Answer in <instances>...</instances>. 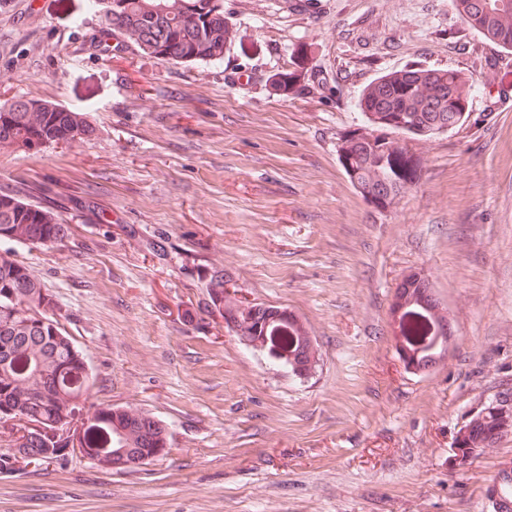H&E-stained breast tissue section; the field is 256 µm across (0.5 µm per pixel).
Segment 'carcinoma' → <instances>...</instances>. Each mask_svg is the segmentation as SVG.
<instances>
[{
	"label": "carcinoma",
	"mask_w": 512,
	"mask_h": 512,
	"mask_svg": "<svg viewBox=\"0 0 512 512\" xmlns=\"http://www.w3.org/2000/svg\"><path fill=\"white\" fill-rule=\"evenodd\" d=\"M461 22L485 42L512 51V0H451ZM108 29L137 48L175 64L224 60V0H93ZM477 92L473 76L457 69L406 67L389 70L359 91L364 123L338 138L336 153L364 201L382 212L413 182L412 146L463 126ZM87 115L46 100L17 99L0 105V148L37 149L92 133ZM67 227L49 210L10 194L0 195V241L48 246ZM211 302L225 306L236 333L288 365L294 375L312 370L316 352L308 333L286 308L224 304L223 278L213 282ZM51 299L21 262L0 254V420L23 423L9 452L0 453V474L31 464L67 460L78 448L101 452L126 448L154 461L169 453L168 429L129 406L99 404L86 410L91 423L69 440L56 431L74 420L96 385L85 356L54 315ZM428 283L403 278L391 316L400 335L448 336L451 328ZM509 395L474 416L457 440L462 454L496 443L512 425Z\"/></svg>",
	"instance_id": "1"
}]
</instances>
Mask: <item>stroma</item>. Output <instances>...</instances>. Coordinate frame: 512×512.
Here are the masks:
<instances>
[{
	"mask_svg": "<svg viewBox=\"0 0 512 512\" xmlns=\"http://www.w3.org/2000/svg\"><path fill=\"white\" fill-rule=\"evenodd\" d=\"M220 63L174 64L87 0H0V103L87 113L90 137L0 150V193L66 237L0 242L52 299L97 377L170 453L114 473L80 457L0 475V512H498L512 430L456 441L512 391V52L450 0H224ZM479 86L456 131L415 147L389 211L357 194L336 139L356 96L403 67ZM419 273L448 316L442 359L408 369L390 303ZM288 308L317 349L303 377L239 341L209 297Z\"/></svg>",
	"mask_w": 512,
	"mask_h": 512,
	"instance_id": "stroma-1",
	"label": "stroma"
}]
</instances>
